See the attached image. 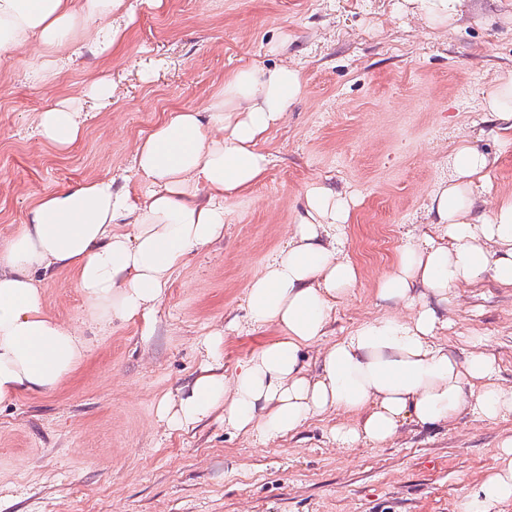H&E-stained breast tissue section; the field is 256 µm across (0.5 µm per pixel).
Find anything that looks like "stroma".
I'll use <instances>...</instances> for the list:
<instances>
[{"label":"stroma","mask_w":512,"mask_h":512,"mask_svg":"<svg viewBox=\"0 0 512 512\" xmlns=\"http://www.w3.org/2000/svg\"><path fill=\"white\" fill-rule=\"evenodd\" d=\"M125 38L111 59L85 48L79 63L35 87L21 56L0 57V235L24 223L44 192L99 177L122 188L136 141L170 111L198 109L224 78L287 64L301 95L262 145L264 180L224 203V236L173 276L154 316L99 326L62 271L48 280L50 313L87 344L53 393L0 404V512H455L488 473L512 418L466 414L424 428L405 423L389 442L343 448L330 413L260 444L210 417L185 429L157 418L195 378L199 342L224 330V373L267 342L246 320L247 288L288 242L306 186L353 194L341 234L360 270L337 302L331 340L396 311L376 288L408 242L436 235L429 199L453 172L460 139L497 162L484 196L512 193V144L492 130L484 98L512 81V0H463L443 32L396 15L395 0H127ZM112 78V103L87 102L82 138L58 150L33 135L37 111ZM440 339L458 357L492 354L512 388V288L482 275L448 300Z\"/></svg>","instance_id":"35a3bbf8"}]
</instances>
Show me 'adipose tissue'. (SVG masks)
Instances as JSON below:
<instances>
[{"instance_id":"adipose-tissue-1","label":"adipose tissue","mask_w":512,"mask_h":512,"mask_svg":"<svg viewBox=\"0 0 512 512\" xmlns=\"http://www.w3.org/2000/svg\"><path fill=\"white\" fill-rule=\"evenodd\" d=\"M461 7L462 0L395 3L398 14L435 29L459 19ZM125 9L126 0H0V55H29L34 81L55 79L87 45L111 56L125 37L113 17ZM302 86L300 70L288 65L234 71L204 108L170 112L137 141L123 189L101 178L50 191L0 238V403L55 391L84 357L83 336L48 311L44 281L72 272L100 324L150 320L189 256L223 237L225 200L263 180L269 157L260 145ZM112 93L110 79H95L80 96L38 112L35 135L69 148L84 133L85 101L107 104ZM454 159L430 200L436 236L403 246L377 288L403 314L364 321L323 345L321 372L308 374L302 349L322 344L337 300L359 276L336 246L351 197L310 183L287 247L246 293L249 324L275 327L276 338L227 377L224 332L212 330L201 341L198 376L187 393L160 402L159 419L181 428L217 413L225 427L265 443L332 411L357 413V423L331 430L351 448L385 443L407 420L433 427L464 412L491 423L512 416V388L500 384L495 357L476 349L460 359L438 339L454 289L484 273L512 287V194L481 208L490 157L464 139ZM499 448L457 512L512 503V436Z\"/></svg>"}]
</instances>
